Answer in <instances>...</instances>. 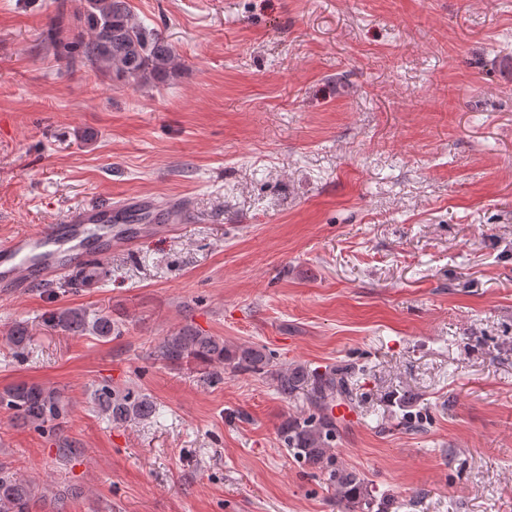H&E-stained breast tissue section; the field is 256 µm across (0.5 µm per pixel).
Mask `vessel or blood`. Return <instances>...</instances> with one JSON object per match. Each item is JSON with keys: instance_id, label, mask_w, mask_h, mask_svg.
Segmentation results:
<instances>
[{"instance_id": "obj_1", "label": "vessel or blood", "mask_w": 512, "mask_h": 512, "mask_svg": "<svg viewBox=\"0 0 512 512\" xmlns=\"http://www.w3.org/2000/svg\"><path fill=\"white\" fill-rule=\"evenodd\" d=\"M144 216L141 224H125L122 212ZM184 221L183 209L171 204L155 213L151 202L131 195L121 205L90 201L66 218L0 243V294L25 295L33 283L57 280L87 255L97 259L135 246L145 234H168Z\"/></svg>"}]
</instances>
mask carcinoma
<instances>
[{
	"label": "carcinoma",
	"instance_id": "obj_1",
	"mask_svg": "<svg viewBox=\"0 0 512 512\" xmlns=\"http://www.w3.org/2000/svg\"><path fill=\"white\" fill-rule=\"evenodd\" d=\"M65 4L58 5V18L47 32V42L58 59L75 61L101 74L112 75L119 83H161L174 70L175 51L156 31L135 25L127 0H84L73 15L84 21L87 35H74L63 24ZM48 322L54 330L74 336L91 335L109 341L118 324L106 313L84 308L63 307ZM15 353L32 344L28 326L18 324L6 336ZM158 357L173 367L193 365L204 379L218 385L224 370L252 373L270 378L286 402L303 398L306 409L283 420L278 433L294 461L321 469L333 488L343 512L364 507L384 512L369 483L360 474L343 466L333 452L337 425L332 408L351 396L348 373L330 367L322 371L305 366L274 363L271 354L253 346L231 345L220 336L184 327L166 336L158 346ZM97 411L117 425L134 423L156 411L146 394L127 388L115 390L100 384L94 390ZM0 410L18 424L43 433H55L67 415L59 391L36 383H16L0 391ZM36 485L0 468V512H31Z\"/></svg>",
	"mask_w": 512,
	"mask_h": 512
}]
</instances>
